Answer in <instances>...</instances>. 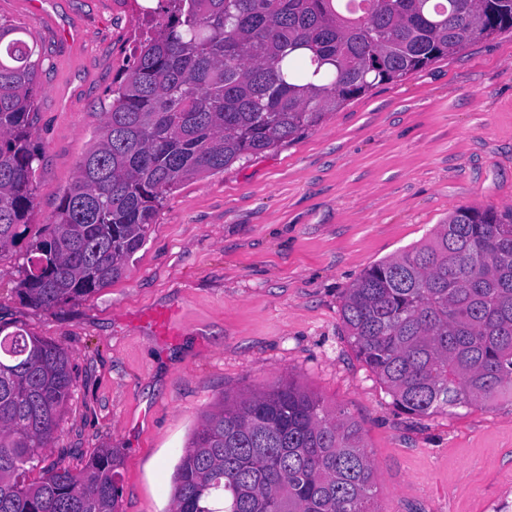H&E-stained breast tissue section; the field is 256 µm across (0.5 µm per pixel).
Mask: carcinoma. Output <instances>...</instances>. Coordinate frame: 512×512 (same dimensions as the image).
I'll list each match as a JSON object with an SVG mask.
<instances>
[{"label": "carcinoma", "mask_w": 512, "mask_h": 512, "mask_svg": "<svg viewBox=\"0 0 512 512\" xmlns=\"http://www.w3.org/2000/svg\"><path fill=\"white\" fill-rule=\"evenodd\" d=\"M112 89L17 294L34 308L121 278L158 208L313 128L349 99L512 29V0H162ZM0 22V254L23 240L39 154L40 54ZM356 356L408 415H446L512 387V219L459 207L433 240L379 261L341 305ZM74 378L58 343L0 326V512H119L120 455L75 470L46 452ZM40 468L41 476L30 479ZM361 426L296 384L224 398L177 469L174 512H378Z\"/></svg>", "instance_id": "1"}]
</instances>
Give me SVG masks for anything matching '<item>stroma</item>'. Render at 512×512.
<instances>
[{
    "label": "stroma",
    "mask_w": 512,
    "mask_h": 512,
    "mask_svg": "<svg viewBox=\"0 0 512 512\" xmlns=\"http://www.w3.org/2000/svg\"><path fill=\"white\" fill-rule=\"evenodd\" d=\"M41 50L43 233L98 139L138 24L113 0H0ZM512 210V30L379 84L317 127L165 201L126 274L49 309L0 254V324L56 341L75 378L53 455L120 452V512H172L193 432L221 396L293 381L362 428L379 512H512V395L448 416L393 405L357 358L342 294L458 207Z\"/></svg>",
    "instance_id": "35a3bbf8"
}]
</instances>
